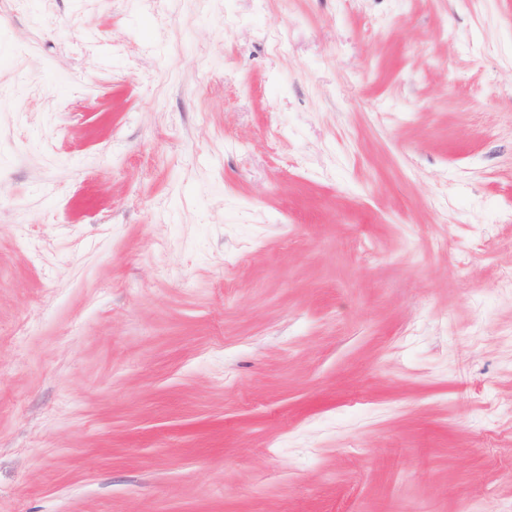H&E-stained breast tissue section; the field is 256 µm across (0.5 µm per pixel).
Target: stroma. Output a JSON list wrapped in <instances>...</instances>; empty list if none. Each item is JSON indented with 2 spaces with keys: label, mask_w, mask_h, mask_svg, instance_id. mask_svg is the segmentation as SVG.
Segmentation results:
<instances>
[{
  "label": "stroma",
  "mask_w": 512,
  "mask_h": 512,
  "mask_svg": "<svg viewBox=\"0 0 512 512\" xmlns=\"http://www.w3.org/2000/svg\"><path fill=\"white\" fill-rule=\"evenodd\" d=\"M512 0H0V512H512Z\"/></svg>",
  "instance_id": "stroma-1"
}]
</instances>
